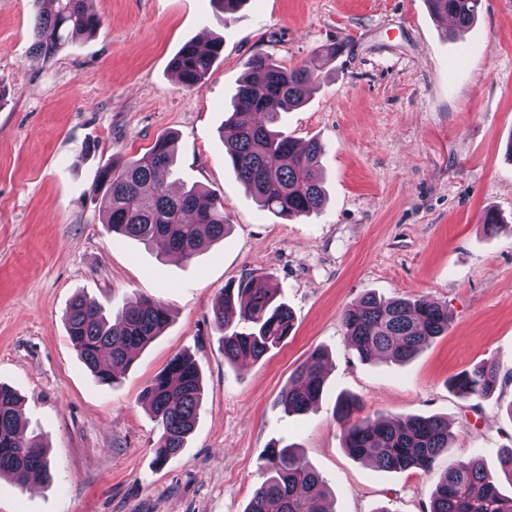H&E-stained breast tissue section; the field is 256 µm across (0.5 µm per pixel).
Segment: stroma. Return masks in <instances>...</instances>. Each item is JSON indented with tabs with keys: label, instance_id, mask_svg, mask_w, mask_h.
<instances>
[{
	"label": "stroma",
	"instance_id": "stroma-1",
	"mask_svg": "<svg viewBox=\"0 0 512 512\" xmlns=\"http://www.w3.org/2000/svg\"><path fill=\"white\" fill-rule=\"evenodd\" d=\"M102 26L33 62V0H0V383L22 396L27 436L48 446L35 489L0 478V512H244L273 442L324 480L329 512H425L434 481L476 458L499 473L512 448V0H483L467 27L427 0H245L220 25L211 0H91ZM223 36L200 88L171 67L182 45ZM336 45L320 83L280 130L324 149L323 209L299 221L263 210L224 161L220 129L254 56L290 69ZM176 137L167 180L224 197V239L188 261L116 239L90 189L98 168ZM500 227L488 232L487 212ZM278 283L294 329L259 360L225 362L213 320L224 285ZM447 304V335L404 364L361 361L342 313L365 292ZM104 306L167 304L171 322L113 386L77 356L64 324L75 295ZM327 356L317 411L279 402L313 349ZM190 353L203 378L197 424L162 466L145 381ZM500 364L495 392L458 397L449 379ZM358 418L442 416L451 446L431 471L351 458L338 395Z\"/></svg>",
	"mask_w": 512,
	"mask_h": 512
}]
</instances>
